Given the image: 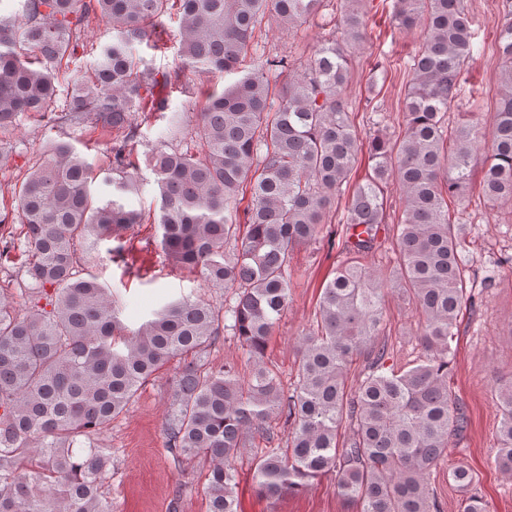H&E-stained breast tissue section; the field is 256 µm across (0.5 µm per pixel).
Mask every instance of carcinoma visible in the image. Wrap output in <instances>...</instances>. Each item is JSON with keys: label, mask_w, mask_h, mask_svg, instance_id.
Returning <instances> with one entry per match:
<instances>
[{"label": "carcinoma", "mask_w": 512, "mask_h": 512, "mask_svg": "<svg viewBox=\"0 0 512 512\" xmlns=\"http://www.w3.org/2000/svg\"><path fill=\"white\" fill-rule=\"evenodd\" d=\"M350 2L300 72L257 52L255 32L267 18L288 28L315 18L325 0H20L22 22L0 14V127L32 113L120 132L105 178L112 198L95 196L100 172L61 140L14 192L28 281L20 289L25 311L0 299V512H111L102 478L112 450L95 440L175 358L182 365L171 384L166 448L180 466L211 462L208 512H239L234 461L257 439L265 445L250 477L267 498L331 474L359 512H440L430 476L464 424L448 368L453 329L470 298L466 225L451 206L470 188L481 149L479 126L450 127L446 116L473 59V22L463 0H395L396 25L425 30L404 98L405 130L393 141H369V173L353 185L342 232L325 233L363 151L342 96L348 52L365 41L368 17L360 0ZM172 13L179 62L160 72L141 64L136 46L158 47L157 21ZM92 17L105 20L110 38L90 70H73L69 100L52 112L57 74L76 59L80 29ZM496 39L502 89L480 187L487 201L512 203V9L502 12ZM187 71L239 75L209 95L190 128L170 112L166 93L183 88ZM155 114L168 118L146 155L159 190L160 246L174 264L232 290L233 300L217 307L183 297L131 331L110 289L81 265L117 229L144 223L123 200L142 188L138 118ZM393 181L403 217L391 227L384 190ZM383 233L396 243L389 274L361 262ZM316 241L346 259L322 287L316 330L298 341L297 384L288 392L265 353L288 307L292 251ZM510 262H490L484 286ZM394 291L415 307L423 350L397 368L386 366L378 342L382 306ZM222 335L241 343L248 376L233 362L209 366ZM361 353L368 370L350 391L346 372ZM496 399L495 461L511 473V382ZM272 419L287 432L282 444ZM448 478L462 493V512H486L470 468L456 466Z\"/></svg>", "instance_id": "obj_1"}]
</instances>
